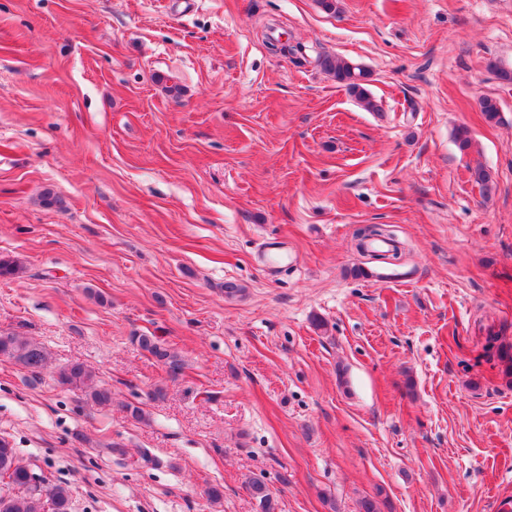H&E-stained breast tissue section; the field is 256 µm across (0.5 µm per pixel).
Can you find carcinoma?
<instances>
[{
	"instance_id": "carcinoma-1",
	"label": "carcinoma",
	"mask_w": 512,
	"mask_h": 512,
	"mask_svg": "<svg viewBox=\"0 0 512 512\" xmlns=\"http://www.w3.org/2000/svg\"><path fill=\"white\" fill-rule=\"evenodd\" d=\"M322 68L332 74L337 81L345 84L348 91L372 108L368 90L363 81L366 73L351 66L348 62L332 56L321 59ZM497 337L486 338L485 351L496 356L503 364V374L512 385V353L496 344ZM139 346L156 357L167 368L172 377L179 376L184 369V360L175 351L162 346L154 336L146 334L136 337ZM0 356L11 358L23 368L37 374L47 365V353L39 344L23 339L16 334H0ZM58 381L85 393L87 399L98 406L112 404V391L91 386L92 373L80 363L71 364L58 373ZM0 482L7 489L18 494H0V512H69L71 495L69 489L58 486L48 492L41 489L42 479L36 476L17 457L15 448L4 438L0 439ZM253 496L259 500L263 512H274L275 503L266 486L259 481L250 484Z\"/></svg>"
}]
</instances>
